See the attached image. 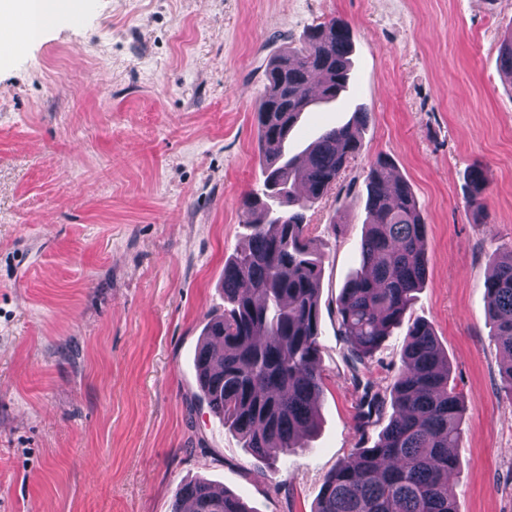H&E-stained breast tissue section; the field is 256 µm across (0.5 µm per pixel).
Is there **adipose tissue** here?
I'll use <instances>...</instances> for the list:
<instances>
[{
	"label": "adipose tissue",
	"instance_id": "obj_1",
	"mask_svg": "<svg viewBox=\"0 0 512 512\" xmlns=\"http://www.w3.org/2000/svg\"><path fill=\"white\" fill-rule=\"evenodd\" d=\"M78 0H0V28L10 30L15 44L39 40L47 29V17L73 11Z\"/></svg>",
	"mask_w": 512,
	"mask_h": 512
}]
</instances>
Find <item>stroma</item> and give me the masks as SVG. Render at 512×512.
Masks as SVG:
<instances>
[{
  "label": "stroma",
  "instance_id": "35a3bbf8",
  "mask_svg": "<svg viewBox=\"0 0 512 512\" xmlns=\"http://www.w3.org/2000/svg\"><path fill=\"white\" fill-rule=\"evenodd\" d=\"M351 27L349 87L303 113L302 153L357 108L363 148L307 213L324 254L318 426L259 460L199 400L194 355L224 310V262L261 189L256 109L270 55L331 18ZM512 0H81L0 60V512H172L203 478L251 512H313L356 441L362 395L336 298L360 266L378 156L425 218L427 275L365 377L399 372L412 323L434 330L464 397L457 512H512V394L484 283L512 241ZM482 164L489 217L466 205Z\"/></svg>",
  "mask_w": 512,
  "mask_h": 512
}]
</instances>
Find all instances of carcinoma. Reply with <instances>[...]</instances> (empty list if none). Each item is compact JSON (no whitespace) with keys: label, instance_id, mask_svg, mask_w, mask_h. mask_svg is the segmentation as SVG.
<instances>
[{"label":"carcinoma","instance_id":"obj_1","mask_svg":"<svg viewBox=\"0 0 512 512\" xmlns=\"http://www.w3.org/2000/svg\"><path fill=\"white\" fill-rule=\"evenodd\" d=\"M351 53L348 22L333 18L307 32L299 47L269 59L256 112L263 189L240 200L248 244L224 262V313L206 322L196 357L200 397L260 458L288 453L316 421L323 253L307 236L305 211L361 151L367 113L323 131L301 162L288 156V135L307 108L347 90ZM499 63L512 86V34L500 46ZM366 181L360 269L342 288L336 317L353 382L363 386L355 432L364 436L385 415L388 423L373 446H357L326 477L314 512H457L448 474L456 467L464 406L432 328L423 322L409 328L390 385L360 378L426 274L424 219L409 185L385 157L371 165ZM487 183L485 168L473 164L466 203L476 215L486 210ZM285 204L290 209L283 211ZM484 288L493 336L505 354L501 377L512 394V245L500 247ZM173 512L252 510L198 480L179 489Z\"/></svg>","mask_w":512,"mask_h":512}]
</instances>
